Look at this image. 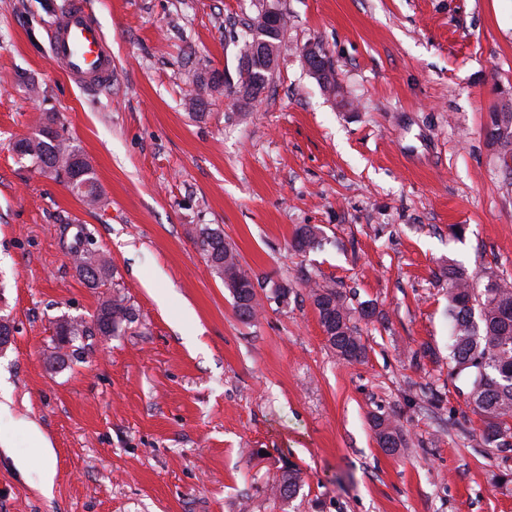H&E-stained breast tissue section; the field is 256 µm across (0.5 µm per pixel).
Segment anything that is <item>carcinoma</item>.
<instances>
[{"label": "carcinoma", "mask_w": 512, "mask_h": 512, "mask_svg": "<svg viewBox=\"0 0 512 512\" xmlns=\"http://www.w3.org/2000/svg\"><path fill=\"white\" fill-rule=\"evenodd\" d=\"M497 116L496 132L490 139L498 146L500 170L511 181L512 165L507 157H512V106H502ZM52 124L53 120L47 119L35 135L17 139L14 148L44 170H67L74 179L72 188L84 197L94 196L90 206H95L101 195L90 163L79 147L63 138ZM322 236L320 227L304 224L295 229L293 243L305 253L319 248ZM196 238L212 272L224 281L233 298L246 296L251 301L249 314H254L256 294L246 292L251 276L241 267L236 251L224 248V236L207 225L196 230ZM70 250L80 257L77 269L90 287L104 286L113 278L108 262L92 248V239L84 230L75 234ZM437 278L448 285L449 375L468 378L469 403L485 422L483 443L489 447H509L512 444L505 437L512 432L508 425L512 419V283L490 268L483 279L476 280L453 262L441 266ZM311 299L328 346L336 356L350 363L364 361L367 347L355 322L360 309L350 306L346 296L330 286L312 290ZM132 321L133 312L125 297L118 292L113 294L96 315L94 325H79L77 333L67 341L72 346L70 356L80 354V347L74 346L80 338L97 332L108 335ZM373 424L386 450L393 452L403 444L399 428L390 419L376 415ZM300 482V472L287 466L282 469L274 491L281 499L290 500L297 494Z\"/></svg>", "instance_id": "1"}]
</instances>
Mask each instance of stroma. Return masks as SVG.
Returning <instances> with one entry per match:
<instances>
[{
  "label": "stroma",
  "mask_w": 512,
  "mask_h": 512,
  "mask_svg": "<svg viewBox=\"0 0 512 512\" xmlns=\"http://www.w3.org/2000/svg\"><path fill=\"white\" fill-rule=\"evenodd\" d=\"M87 2L112 47V84L94 92L49 60L68 0H0V316L14 328L0 512H512V447L483 444L448 374L433 276L452 261L512 282V186L487 135L512 104V0ZM267 4L288 27L241 112L207 81L237 80L245 24ZM310 43L351 108L309 74ZM49 118L91 164L99 206L14 150ZM205 224L257 284L256 318L195 244ZM302 224L323 229L321 247L294 251ZM81 226L114 288L77 273ZM312 283L374 307L357 323L364 362L329 348ZM116 291L132 323L49 366L57 321L91 324ZM376 415L402 448L380 446ZM287 464L301 489L284 501L272 487ZM374 427L377 431V436L383 439L386 444V450L393 452L403 444V436L397 427L390 419L383 416H374Z\"/></svg>",
  "instance_id": "1"
}]
</instances>
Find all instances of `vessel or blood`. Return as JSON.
<instances>
[{"instance_id": "obj_1", "label": "vessel or blood", "mask_w": 512, "mask_h": 512, "mask_svg": "<svg viewBox=\"0 0 512 512\" xmlns=\"http://www.w3.org/2000/svg\"><path fill=\"white\" fill-rule=\"evenodd\" d=\"M50 62L86 89L112 80V48L84 0H69L49 36Z\"/></svg>"}]
</instances>
